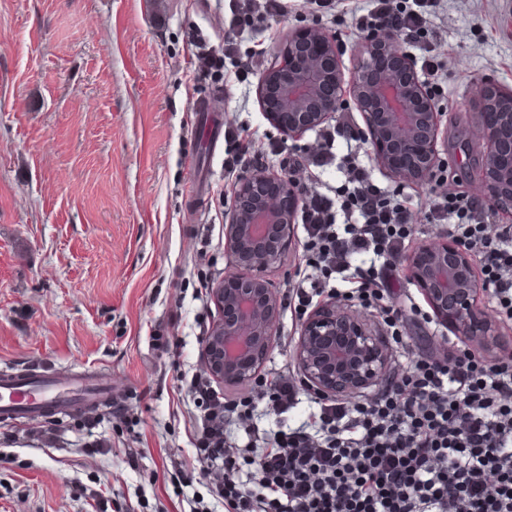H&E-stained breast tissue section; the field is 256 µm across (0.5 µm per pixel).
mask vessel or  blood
Listing matches in <instances>:
<instances>
[{
	"label": "vessel or blood",
	"instance_id": "b4317fda",
	"mask_svg": "<svg viewBox=\"0 0 512 512\" xmlns=\"http://www.w3.org/2000/svg\"><path fill=\"white\" fill-rule=\"evenodd\" d=\"M111 385L52 369H1L0 416L54 417L60 410L106 398Z\"/></svg>",
	"mask_w": 512,
	"mask_h": 512
}]
</instances>
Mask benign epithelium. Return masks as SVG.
Instances as JSON below:
<instances>
[{"label": "benign epithelium", "instance_id": "1", "mask_svg": "<svg viewBox=\"0 0 512 512\" xmlns=\"http://www.w3.org/2000/svg\"><path fill=\"white\" fill-rule=\"evenodd\" d=\"M259 104L286 139L322 127L352 102L365 119V144L400 183H428L440 163L441 112L395 37L364 38L350 73L336 42L319 27L292 31L258 82ZM484 148L482 181L491 203L512 209V93L497 87L472 103ZM299 176L254 168L239 178L224 225L233 274L209 287L220 313L205 338L208 374L247 391L270 358L282 304L266 274L281 267L295 234ZM405 276L435 314L452 324L475 354L496 339L495 322L478 308L481 289L473 252L441 236L402 259ZM388 343L357 305L331 301L302 320L293 370L314 398L344 401L371 395L390 371Z\"/></svg>", "mask_w": 512, "mask_h": 512}]
</instances>
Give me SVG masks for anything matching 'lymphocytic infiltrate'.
<instances>
[{
  "label": "lymphocytic infiltrate",
  "mask_w": 512,
  "mask_h": 512,
  "mask_svg": "<svg viewBox=\"0 0 512 512\" xmlns=\"http://www.w3.org/2000/svg\"><path fill=\"white\" fill-rule=\"evenodd\" d=\"M303 6L349 16L350 37L397 35L417 44L429 55V75H437L438 35L410 0H375L364 14L351 0ZM228 7L239 29L287 11L285 0H229ZM340 138L347 145L343 182L330 194L305 187L300 210L308 261L320 277L293 290L303 303L309 289L356 270L360 304L396 330L403 312L391 290L416 217L400 194L374 179L352 115L319 130L311 152L284 157L281 167L305 173L323 166ZM427 221L480 256L494 311L512 319V225L499 223L486 196L444 180L431 193ZM359 257L369 266L354 268ZM191 391L194 454L178 474L204 480L231 512H512V359L489 366L464 350L448 358L419 355L373 395L321 404L315 424L267 433L261 450L228 443L225 415L247 422L261 404L276 416L288 412L299 395L291 371L238 401L219 397L203 378Z\"/></svg>",
  "instance_id": "f902f5d3"
}]
</instances>
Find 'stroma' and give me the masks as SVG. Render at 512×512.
Here are the masks:
<instances>
[{"label": "stroma", "instance_id": "obj_1", "mask_svg": "<svg viewBox=\"0 0 512 512\" xmlns=\"http://www.w3.org/2000/svg\"><path fill=\"white\" fill-rule=\"evenodd\" d=\"M225 0H0V368L41 366L110 379L133 419L111 410L60 420L0 422V512H188L201 481L174 482L193 457L189 385L204 375L202 345L218 317L212 282L229 273L224 226L236 176L226 139L198 150L193 104L212 88L225 125L252 136L264 166L279 151L303 154L315 132L284 140L257 102V78L228 81L223 65L196 78L194 40L219 49L229 32ZM443 46L444 160L436 179L478 183L475 83L512 89V0H437ZM333 33L345 65L357 57L343 16L289 12L271 28L245 30L242 47L265 45L270 65L292 30ZM383 187L409 197L418 215L410 242L435 237L423 215L431 184ZM303 227L285 266L270 273L282 299L263 371L292 363L307 309L288 285L301 279ZM406 326L391 347L400 371L411 354L464 349L421 291L399 279Z\"/></svg>", "mask_w": 512, "mask_h": 512}]
</instances>
